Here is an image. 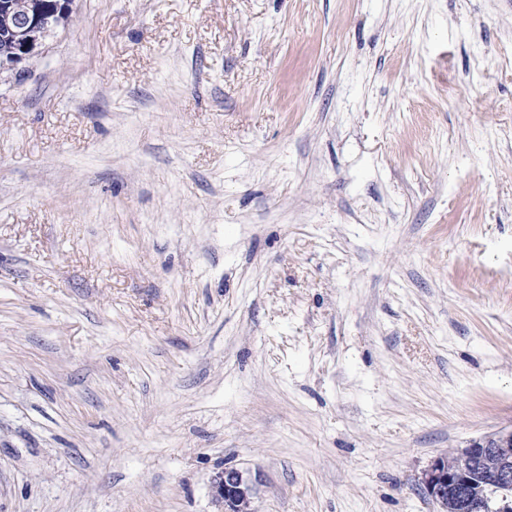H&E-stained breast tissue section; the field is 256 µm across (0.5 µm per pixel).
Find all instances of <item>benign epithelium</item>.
<instances>
[{"label":"benign epithelium","instance_id":"benign-epithelium-1","mask_svg":"<svg viewBox=\"0 0 512 512\" xmlns=\"http://www.w3.org/2000/svg\"><path fill=\"white\" fill-rule=\"evenodd\" d=\"M73 0H54L45 5L32 0L21 13L13 0H0V14L11 23L15 52L8 61H0V73L38 56L47 37L61 28L73 12ZM503 443H512V429L494 437L473 441L464 449L470 457L483 461ZM427 496L439 508L454 500L456 512H512V461L501 460L478 475L460 470L446 457H437L421 479ZM214 496L224 503V512H239L241 503L250 499L252 487L243 473L226 468L213 483Z\"/></svg>","mask_w":512,"mask_h":512}]
</instances>
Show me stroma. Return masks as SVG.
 <instances>
[{
  "instance_id": "stroma-1",
  "label": "stroma",
  "mask_w": 512,
  "mask_h": 512,
  "mask_svg": "<svg viewBox=\"0 0 512 512\" xmlns=\"http://www.w3.org/2000/svg\"><path fill=\"white\" fill-rule=\"evenodd\" d=\"M512 429V0H75L0 75V512H439ZM214 496L224 503L225 512H239L241 503L250 499L252 487L243 473L227 468L219 473L213 483Z\"/></svg>"
}]
</instances>
